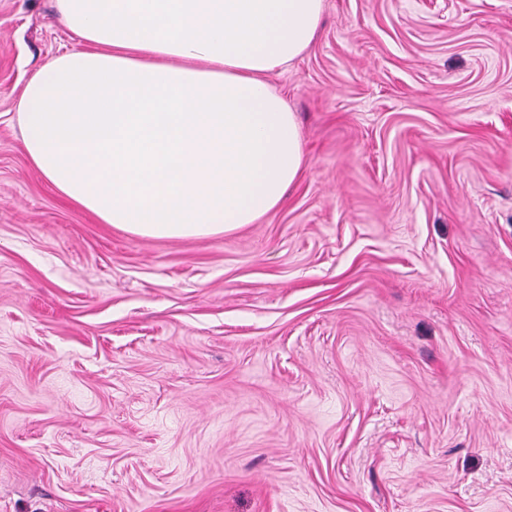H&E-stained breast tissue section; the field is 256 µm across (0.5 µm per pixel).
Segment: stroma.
<instances>
[{
	"mask_svg": "<svg viewBox=\"0 0 512 512\" xmlns=\"http://www.w3.org/2000/svg\"><path fill=\"white\" fill-rule=\"evenodd\" d=\"M81 46L0 0V512H512V0H325L299 181L198 238L31 166Z\"/></svg>",
	"mask_w": 512,
	"mask_h": 512,
	"instance_id": "stroma-1",
	"label": "stroma"
}]
</instances>
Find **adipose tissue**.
Here are the masks:
<instances>
[{
    "label": "adipose tissue",
    "instance_id": "adipose-tissue-1",
    "mask_svg": "<svg viewBox=\"0 0 512 512\" xmlns=\"http://www.w3.org/2000/svg\"><path fill=\"white\" fill-rule=\"evenodd\" d=\"M87 47L18 102L31 165L72 205L145 237L210 236L280 207L305 165L266 82L316 36L324 0H55Z\"/></svg>",
    "mask_w": 512,
    "mask_h": 512
}]
</instances>
